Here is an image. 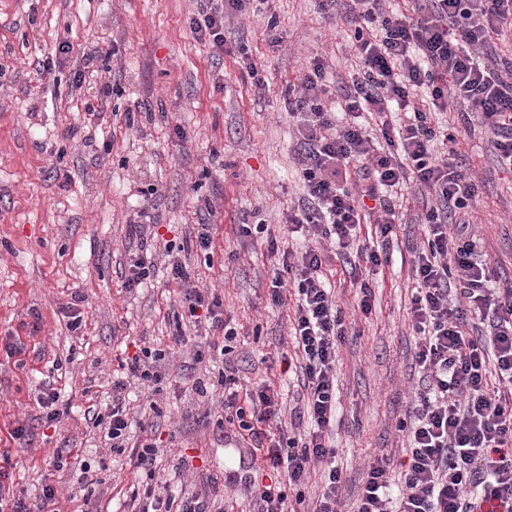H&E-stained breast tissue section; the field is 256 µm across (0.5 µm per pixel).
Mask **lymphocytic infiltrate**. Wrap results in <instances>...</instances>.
<instances>
[{"label":"lymphocytic infiltrate","mask_w":512,"mask_h":512,"mask_svg":"<svg viewBox=\"0 0 512 512\" xmlns=\"http://www.w3.org/2000/svg\"><path fill=\"white\" fill-rule=\"evenodd\" d=\"M268 2L200 0L191 29L223 55L225 28ZM386 2L317 0L318 9L332 16L345 8L359 64L344 95L345 122L327 106L323 58L311 59L299 86L288 91L305 195L282 221L289 232L306 233L305 249H290L266 224L243 223L237 231L266 237L275 260L270 304L282 305L286 290L294 292L290 338L311 422L305 437L291 436L273 379L241 389L235 376L220 374L226 422L252 442L262 467L288 478L258 487L260 512H288V488L305 486L319 465L328 474L309 512H339L341 475L324 431L336 417V346L346 326L321 270L330 253L345 257L359 249L363 223L375 224L377 236L388 239L403 217L396 191L411 180L431 198L421 218L425 242L412 262L410 315L421 373L417 419L408 429L398 495L390 493L387 463H373L356 512H481L487 504L512 512V287H498L469 229L479 185L459 160L461 130L476 125L489 136L500 171L512 176V56L499 50L512 43V0H408L402 14ZM365 112L374 114L373 126L359 123ZM440 112L458 113L462 126L439 124ZM127 234L141 250L127 261L130 288L154 277L144 251L160 248L170 280L180 283L190 276L191 253L212 247L208 224L182 243L155 245L145 213L129 223ZM181 303L195 323L223 331L221 352H232L237 331L224 322L218 296L191 288ZM165 358L141 348L126 363L127 380L159 387L169 374ZM125 382L113 385L111 409L92 415L117 449L125 448L130 426Z\"/></svg>","instance_id":"lymphocytic-infiltrate-1"}]
</instances>
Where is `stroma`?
I'll return each mask as SVG.
<instances>
[{"label": "stroma", "instance_id": "obj_1", "mask_svg": "<svg viewBox=\"0 0 512 512\" xmlns=\"http://www.w3.org/2000/svg\"><path fill=\"white\" fill-rule=\"evenodd\" d=\"M271 10L275 32L260 16L224 31L229 44H244L262 79L257 85L238 53L215 59L210 44L194 38L195 0H0V461L11 464L14 491L32 497L50 480L64 512H81L82 500L69 495L86 469L95 479V512H124L132 491H144L131 456L105 448L85 413L111 403L128 346L176 349L172 313L181 287L162 270V257L153 258L159 271L150 284L125 287L120 265L134 247L129 221L143 211L155 215L160 238L178 242L208 198L216 205L214 261L192 263L188 285L221 298L238 332L236 348L222 356L220 332L187 328L188 348L201 351L202 362L186 377L170 376L155 397L135 385L125 397L133 412L157 404V470L173 496L204 490L211 512H251L258 474L249 466V441L215 424L224 393L218 375L229 362L241 387L274 377L291 409L302 389L281 372L290 309L268 301L267 245L237 237L234 226L277 224L302 195L285 94L310 57L333 62L334 89L355 64L346 19L320 14L314 0H273ZM62 41L69 54L43 70ZM90 55L93 67L72 90ZM115 73L120 94L88 114ZM139 104L137 124L127 126L126 109ZM88 136L108 153L93 154ZM461 147L482 181L471 231L499 283L512 285V177L498 169L484 132L467 134ZM417 213L409 209L387 261L369 276L378 298L371 314L357 313L351 284L365 254L322 268L347 327L337 343L336 417L325 433L342 474L341 512H353L370 463L388 461L397 476L406 458L398 425L414 418L420 384L409 322V261L423 238ZM73 301L84 314L75 332L64 313ZM49 374L64 410L53 427L41 425L37 405ZM197 381L207 395L193 390ZM22 419L33 432L24 448L10 436Z\"/></svg>", "mask_w": 512, "mask_h": 512}]
</instances>
